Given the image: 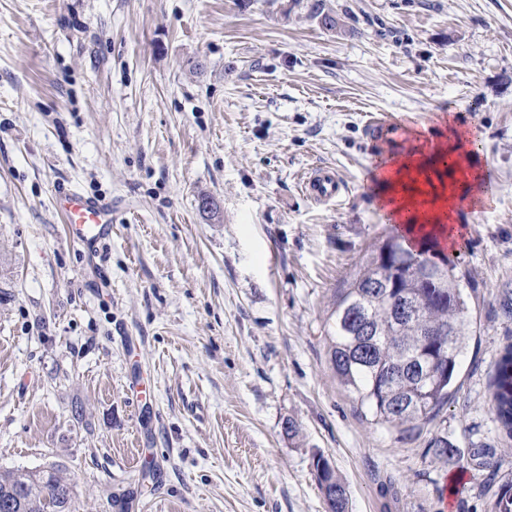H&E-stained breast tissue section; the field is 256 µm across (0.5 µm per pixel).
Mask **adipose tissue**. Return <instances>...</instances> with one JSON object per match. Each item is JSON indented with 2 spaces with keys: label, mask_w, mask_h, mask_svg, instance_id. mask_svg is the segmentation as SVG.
Masks as SVG:
<instances>
[{
  "label": "adipose tissue",
  "mask_w": 512,
  "mask_h": 512,
  "mask_svg": "<svg viewBox=\"0 0 512 512\" xmlns=\"http://www.w3.org/2000/svg\"><path fill=\"white\" fill-rule=\"evenodd\" d=\"M462 118L448 116V136L443 143L413 146L408 155L373 171L371 179L381 206L402 224L411 239L426 231H441L444 223H457L462 212L483 201V163ZM444 167L446 176L429 189L420 181Z\"/></svg>",
  "instance_id": "ef3b65f1"
}]
</instances>
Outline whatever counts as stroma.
<instances>
[{
  "mask_svg": "<svg viewBox=\"0 0 512 512\" xmlns=\"http://www.w3.org/2000/svg\"><path fill=\"white\" fill-rule=\"evenodd\" d=\"M0 0V470L53 464L76 512H492L512 481V0ZM480 130L496 195L454 257L472 325L410 441L366 418L326 341L392 225L370 113ZM335 168L319 204L302 177ZM112 205L67 240L60 185ZM212 197L217 214L202 212ZM295 430H288V422ZM448 436L459 461L437 457ZM344 189V183L334 168L316 167L308 173L303 181V190L310 199L317 203L327 202L337 197ZM495 419L512 437V344L501 353L493 378ZM314 460H316L314 463L315 475L322 495L326 485L328 512H348V496L344 484L335 474L326 458L319 455L314 457Z\"/></svg>",
  "mask_w": 512,
  "mask_h": 512,
  "instance_id": "obj_1",
  "label": "stroma"
}]
</instances>
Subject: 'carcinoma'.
I'll list each match as a JSON object with an SVG mask.
<instances>
[{"label": "carcinoma", "mask_w": 512, "mask_h": 512, "mask_svg": "<svg viewBox=\"0 0 512 512\" xmlns=\"http://www.w3.org/2000/svg\"><path fill=\"white\" fill-rule=\"evenodd\" d=\"M358 274L341 289L329 315V354L339 383L377 423L413 438L421 424L448 404L457 368L470 335L469 306L461 282L465 275L430 239L414 249L388 235ZM442 262L440 288L416 272L424 257ZM495 419L512 437V344L501 353L493 378ZM414 403L413 408L401 403ZM431 447L447 461L458 448L437 435ZM319 489L326 490L329 512H348L347 491L328 460L314 457ZM33 494L20 512H76L74 487L51 465L32 471L0 470V496ZM494 512H512V482L501 487Z\"/></svg>", "instance_id": "obj_1"}]
</instances>
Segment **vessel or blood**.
<instances>
[{
    "instance_id": "1",
    "label": "vessel or blood",
    "mask_w": 512,
    "mask_h": 512,
    "mask_svg": "<svg viewBox=\"0 0 512 512\" xmlns=\"http://www.w3.org/2000/svg\"><path fill=\"white\" fill-rule=\"evenodd\" d=\"M370 139L385 144L390 152L405 148L412 132V123L386 113L370 114L365 125ZM344 183L334 168L321 166L311 170L303 182L310 199L323 203L337 197ZM56 208L62 216L68 238L85 248H96L112 234V209L71 187H59L55 193Z\"/></svg>"
}]
</instances>
